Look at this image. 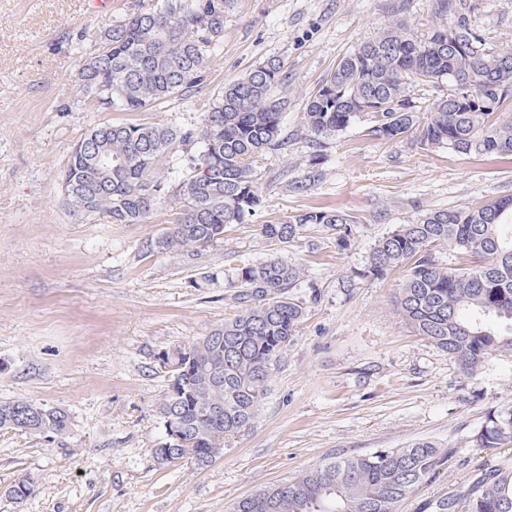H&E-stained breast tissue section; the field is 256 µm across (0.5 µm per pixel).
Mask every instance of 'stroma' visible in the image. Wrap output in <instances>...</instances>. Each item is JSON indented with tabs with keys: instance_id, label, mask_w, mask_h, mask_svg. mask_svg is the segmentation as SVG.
<instances>
[{
	"instance_id": "1",
	"label": "stroma",
	"mask_w": 512,
	"mask_h": 512,
	"mask_svg": "<svg viewBox=\"0 0 512 512\" xmlns=\"http://www.w3.org/2000/svg\"><path fill=\"white\" fill-rule=\"evenodd\" d=\"M143 0L92 15L85 0H0V400L66 410L68 437L0 431V512H232L234 503L346 453L429 441L447 448L439 476L398 512L473 485L480 464H512V445L480 448L489 413L512 404V349L474 374L400 315L406 267L365 276L377 240L428 209L512 196V158L384 140L358 123L312 142L307 102L340 59L396 22L423 37L453 26L430 0H238L224 41L192 97L144 112H99L78 90L86 49ZM474 28L512 46V0H474ZM277 59L287 74L283 144L261 153V203L201 252L151 250L180 200L144 224L75 221L59 174L74 145L104 122L196 127L224 84ZM307 184L298 192L294 182ZM353 218L346 247L310 227L288 244L263 225L313 209ZM280 256L302 270L305 313L250 429L207 467L159 465L163 352L239 314L234 268ZM25 477L33 493L6 494Z\"/></svg>"
}]
</instances>
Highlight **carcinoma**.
Returning a JSON list of instances; mask_svg holds the SVG:
<instances>
[{
    "label": "carcinoma",
    "mask_w": 512,
    "mask_h": 512,
    "mask_svg": "<svg viewBox=\"0 0 512 512\" xmlns=\"http://www.w3.org/2000/svg\"><path fill=\"white\" fill-rule=\"evenodd\" d=\"M234 0H151L123 16L100 38L77 73L82 95L101 110L141 112L184 99L204 84L208 63L224 39V15ZM434 13L456 18L470 43L465 58L440 40L391 27L347 53L320 91L308 102L307 131L326 139L357 121L370 123L378 138L398 140L420 131L421 145L460 154L512 155V118L489 111L499 104L495 78L512 47L490 43L470 23L466 0H431ZM286 81L283 65L271 59L226 85L198 126L182 131L165 124L102 123L82 142L96 157L71 153L63 177L73 183L65 197L79 221L105 216L114 224H144L172 195L182 210L155 241L159 250L199 252L222 239L224 226L241 224L261 202L252 163L259 153L283 143ZM448 83V95L423 116L409 92ZM474 96H465L466 91ZM370 100L387 104L362 112ZM186 169L163 172L160 162L180 148ZM352 217L337 210L312 209L285 222L263 225L275 242L294 241L310 226L336 232L347 244ZM443 242L469 254L470 267L441 266L428 247ZM408 267L398 305L416 331L473 374L495 352L512 348V197L477 209H434L379 240L364 276ZM301 269L279 257L236 268L235 300L243 310L209 335L167 353L169 391L159 408L163 422L177 420L185 442H170L169 456L207 466L224 451V441L248 429L285 360L305 312L289 289ZM70 416L61 408L16 399L0 403V429L69 433ZM479 448L512 442V405L488 416L474 436ZM448 450L429 442L405 448L342 454L286 482L238 500L233 512H396V507L439 475ZM512 509V466L482 474L467 490L431 504V512H506Z\"/></svg>",
    "instance_id": "1"
}]
</instances>
